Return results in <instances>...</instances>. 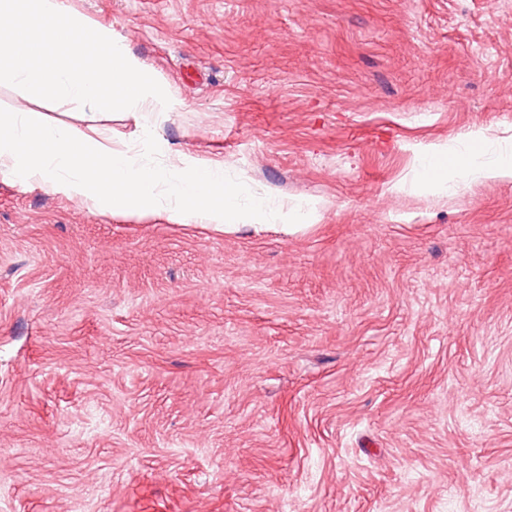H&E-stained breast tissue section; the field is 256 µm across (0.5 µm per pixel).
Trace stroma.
<instances>
[{
  "mask_svg": "<svg viewBox=\"0 0 512 512\" xmlns=\"http://www.w3.org/2000/svg\"><path fill=\"white\" fill-rule=\"evenodd\" d=\"M64 5L183 109L0 107L156 130L278 217L0 180V512H512V179L422 188L512 160V0ZM442 155L443 153L440 152L434 153L427 163L422 179V185L427 191L454 189L456 184L460 183V174L472 179L512 178V162L472 167L453 159H448L446 163L440 159Z\"/></svg>",
  "mask_w": 512,
  "mask_h": 512,
  "instance_id": "stroma-1",
  "label": "stroma"
}]
</instances>
